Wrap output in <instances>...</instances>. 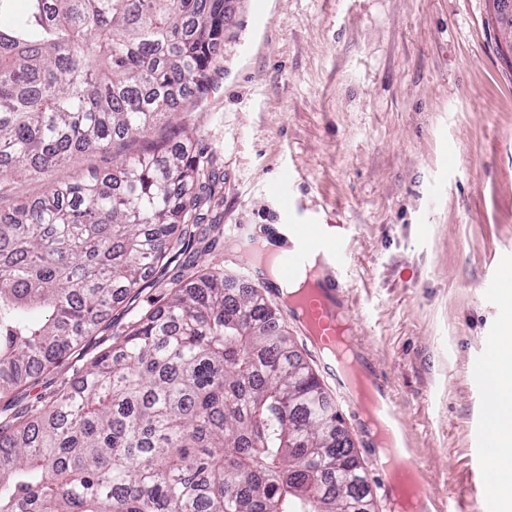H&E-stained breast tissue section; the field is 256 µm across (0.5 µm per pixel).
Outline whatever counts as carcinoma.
<instances>
[{
	"instance_id": "cac0c4a2",
	"label": "carcinoma",
	"mask_w": 512,
	"mask_h": 512,
	"mask_svg": "<svg viewBox=\"0 0 512 512\" xmlns=\"http://www.w3.org/2000/svg\"><path fill=\"white\" fill-rule=\"evenodd\" d=\"M224 0H0V398L100 334L193 248L207 168L188 150L59 167L205 97ZM336 406L277 309L222 268L87 361L49 406L0 422V512H358ZM112 167V149L108 154H94L81 158L77 164L61 167L54 172L56 181H70L78 172L87 174L89 171L103 170Z\"/></svg>"
}]
</instances>
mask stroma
<instances>
[{
    "instance_id": "1",
    "label": "stroma",
    "mask_w": 512,
    "mask_h": 512,
    "mask_svg": "<svg viewBox=\"0 0 512 512\" xmlns=\"http://www.w3.org/2000/svg\"><path fill=\"white\" fill-rule=\"evenodd\" d=\"M232 2L209 94L120 148L184 143L205 161L209 251L170 265L135 309H112L104 331L12 397L13 409L66 391L172 280L207 266L240 272L219 229L256 238L276 224H327L349 254L354 343L398 405L425 512L449 493L483 502L489 476L471 448L487 405L472 368L504 326L485 290L512 266V68L487 0H263L260 31L253 0ZM279 180L291 206L271 192ZM269 302L335 392L316 342L278 296Z\"/></svg>"
}]
</instances>
